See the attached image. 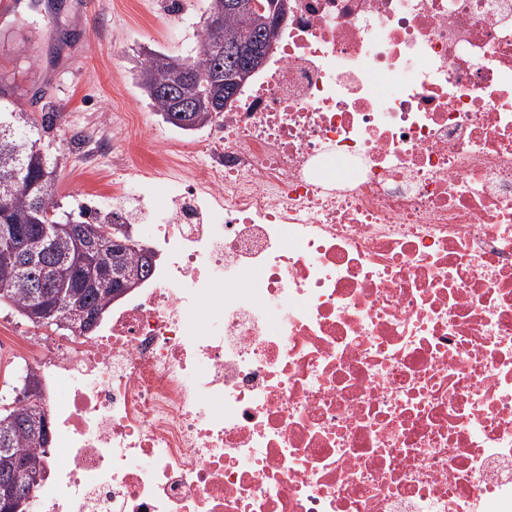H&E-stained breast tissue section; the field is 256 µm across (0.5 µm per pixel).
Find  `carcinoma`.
Listing matches in <instances>:
<instances>
[{"instance_id":"carcinoma-1","label":"carcinoma","mask_w":512,"mask_h":512,"mask_svg":"<svg viewBox=\"0 0 512 512\" xmlns=\"http://www.w3.org/2000/svg\"><path fill=\"white\" fill-rule=\"evenodd\" d=\"M225 0H207L201 25L199 54L203 60L181 56L179 60H192V70L175 69L173 56L154 52L152 58L141 62L135 75L137 84L149 103L162 117L175 113L174 99L154 96L152 86L176 85L181 95L207 105L190 113L192 126L200 129L210 122V112L224 107V71L232 64L220 63L210 51L224 46V41L246 44L267 30L270 0L244 3L242 10L228 12ZM54 113L45 112L36 118L30 112H18L9 106L0 107V224H15L28 232V251L39 257L40 265L26 273L18 270L15 262L0 252V307L9 308L27 323L35 326L42 317L41 301L27 287V281L44 278L53 289L68 287L81 278L90 277L91 271L119 266L138 271L147 277L152 265L146 261L139 243H134L121 257L107 247L91 255L81 251L82 240L103 238V224L90 213L81 210L78 216L59 212L54 200L57 162L42 144V132L53 121ZM53 212L47 217V212ZM73 221L80 227L78 236L58 235L50 230L53 224ZM112 302L110 292L104 288H89L81 295V303L107 310ZM25 379L31 386H22L21 396L7 402L0 400V435L8 437L9 454L0 453V481L10 477L18 464L30 472L45 469V441L34 432V425L43 418L45 408L37 395L42 380L34 370Z\"/></svg>"}]
</instances>
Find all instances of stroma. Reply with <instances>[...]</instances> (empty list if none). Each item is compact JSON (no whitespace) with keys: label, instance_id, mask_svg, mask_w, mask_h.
<instances>
[{"label":"stroma","instance_id":"35a3bbf8","mask_svg":"<svg viewBox=\"0 0 512 512\" xmlns=\"http://www.w3.org/2000/svg\"><path fill=\"white\" fill-rule=\"evenodd\" d=\"M97 2L89 16L77 14L75 0H63L60 10L42 5L0 21V89L24 105L32 90L41 89L36 112L60 113V129L46 139L61 156L56 200L74 214L84 204L112 209L105 188L112 151L86 155L81 138L88 128L117 118L147 140L170 131L134 73L143 49L190 53L206 7V0H186V11L177 16L165 0Z\"/></svg>","mask_w":512,"mask_h":512}]
</instances>
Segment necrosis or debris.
<instances>
[{
  "instance_id": "4bbe7bcc",
  "label": "necrosis or debris",
  "mask_w": 512,
  "mask_h": 512,
  "mask_svg": "<svg viewBox=\"0 0 512 512\" xmlns=\"http://www.w3.org/2000/svg\"><path fill=\"white\" fill-rule=\"evenodd\" d=\"M152 154L112 150L151 274L10 336L52 385L32 512H512V0H288Z\"/></svg>"
}]
</instances>
